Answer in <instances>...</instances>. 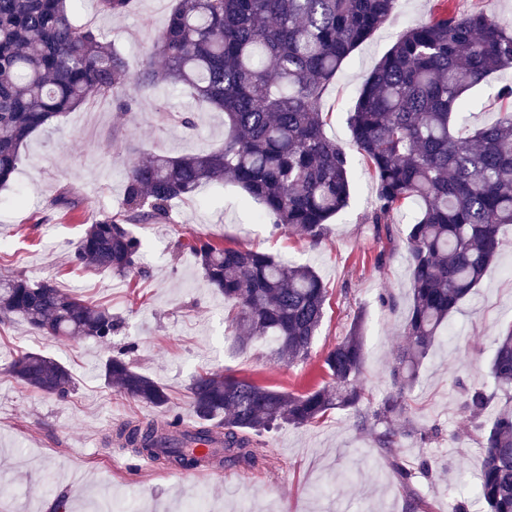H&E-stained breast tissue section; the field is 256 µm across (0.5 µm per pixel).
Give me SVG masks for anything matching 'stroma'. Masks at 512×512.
<instances>
[{
    "instance_id": "stroma-1",
    "label": "stroma",
    "mask_w": 512,
    "mask_h": 512,
    "mask_svg": "<svg viewBox=\"0 0 512 512\" xmlns=\"http://www.w3.org/2000/svg\"><path fill=\"white\" fill-rule=\"evenodd\" d=\"M173 4L134 0L131 12L115 19L100 14L96 0H75L72 16L104 33L136 68L151 53ZM436 12V0H399L392 20L353 51L327 86L325 133L349 159L352 192L316 246L262 218L261 205L227 181L175 202L166 221L133 225L145 244L140 272L123 277L73 268L69 255L87 224L120 210L128 160L159 151L178 157L220 149L224 115L197 111L189 90L161 89L127 106L115 99L81 106L28 141L10 187L0 190V274L55 280L66 292L109 309L119 328L104 344L45 336L18 317L0 322V512H53L62 492L68 496L66 512H87L105 491L130 512L139 507L167 512L176 501L201 493L219 506L247 498L255 512H406L404 493L376 452L371 432L358 428L345 410H332L309 427L284 425L265 433L258 439L263 457L256 465L227 462L222 475L210 480L181 479L158 463L142 466L114 438L129 420L191 414L188 385L202 371L298 394L318 387L326 379L324 353L359 315L365 318L359 384L370 401L385 395L410 305L409 215H394L390 239L372 238L367 219L376 204L375 178L347 118L366 78L398 36ZM508 81L512 73H497L469 92L471 128L497 119L495 92ZM180 112L193 113L192 126L176 121ZM64 193L76 201L67 211L54 204ZM195 235L314 267L329 297L306 362L278 360L269 338L238 346L229 304L209 286L195 257L178 246ZM511 323L510 225L484 279L424 360L412 392L411 422L439 430L426 444L410 438L401 444L406 462L422 456L431 465L430 473L413 479L430 512H451L462 495L471 499V512H487L478 497L482 450L467 436L462 394L467 387L490 385L495 339ZM129 344L132 365L167 389L169 410L129 400L105 381V360ZM23 351L44 353L70 370L74 389L67 399L24 386L9 374Z\"/></svg>"
}]
</instances>
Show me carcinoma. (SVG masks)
I'll return each mask as SVG.
<instances>
[{"instance_id":"cac0c4a2","label":"carcinoma","mask_w":512,"mask_h":512,"mask_svg":"<svg viewBox=\"0 0 512 512\" xmlns=\"http://www.w3.org/2000/svg\"><path fill=\"white\" fill-rule=\"evenodd\" d=\"M72 0H0V189L9 186L21 151L82 105L129 100L159 88H188L199 109L224 113V148L172 157L156 153L133 160L125 173L120 212L94 220L69 262L117 275L139 270L143 240L132 224L165 220L178 200L208 183L229 180L263 208L275 226L314 246L351 196L344 150L327 137L322 98L351 53L388 22L397 0H176L139 69L99 32L77 25ZM441 13L409 27L387 51L359 91L348 116L352 139L378 181L370 223L374 238L390 235L388 221L415 211L406 237L411 304L404 342L390 369V389L375 406H363L358 381L365 351L363 318L328 350L329 381L304 394L277 391L231 374L204 372L190 383L195 427L179 418L129 420L115 437L136 456L170 465H255L254 437L281 423L310 426L334 409L354 412L373 431L406 497L409 512L426 502L413 488L399 453L401 439L425 444L434 427L401 429L420 366L441 329L496 259L502 226L512 224V84L498 88V119L465 133L468 92L490 75L512 70V29L483 12L457 15L448 0ZM133 0H97L100 12L120 16ZM210 287L237 309L233 325L250 339L270 337L289 364L309 358L325 314L328 291L307 265L268 253L194 237L184 244ZM22 318L48 336L108 342L117 329L105 308L50 281L0 276V316ZM9 372L23 385L60 399L73 377L40 352L17 356ZM492 389L466 392L463 412L484 450L479 498L489 512H512V325L496 338ZM105 379L129 398L166 408L169 397L118 352ZM493 419L483 421L490 406ZM208 438L218 448L204 458L182 451Z\"/></svg>"}]
</instances>
